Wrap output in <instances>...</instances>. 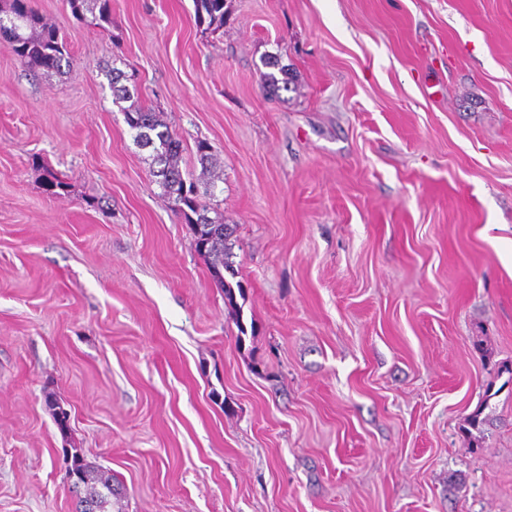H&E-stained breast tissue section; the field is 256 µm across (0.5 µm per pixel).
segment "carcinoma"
Masks as SVG:
<instances>
[{
	"label": "carcinoma",
	"instance_id": "1",
	"mask_svg": "<svg viewBox=\"0 0 512 512\" xmlns=\"http://www.w3.org/2000/svg\"><path fill=\"white\" fill-rule=\"evenodd\" d=\"M71 11L78 17L89 13L92 23L101 28L112 24V0H65ZM198 21L215 29L224 26L225 0H193ZM0 37L7 40L19 60L29 66L46 72H59L69 62L70 52L66 41L58 32L42 22L32 7V0H6L0 7ZM267 71L261 73L266 91L276 93L289 87L294 77L290 68L281 64L278 57L270 55L263 60ZM115 102H127L121 108L129 128L135 132L137 146L149 150L150 168L156 178L161 195L168 200L174 211L189 225L200 254L211 264L214 276L224 288L227 300H233L232 286L224 281L222 271L234 272L228 261L229 225L224 223V214L214 207L217 182L222 177L213 165L209 146L203 141L196 144V155L201 165L198 176H187L181 167L183 144L181 139L160 119L157 112L144 108L134 100V94L121 84L125 74L118 68L109 71ZM45 191L59 195L67 187L49 167H43ZM69 467L79 477L80 504L91 501L97 512H112V499L118 496L112 474L97 471L86 462L79 452L69 458Z\"/></svg>",
	"mask_w": 512,
	"mask_h": 512
}]
</instances>
